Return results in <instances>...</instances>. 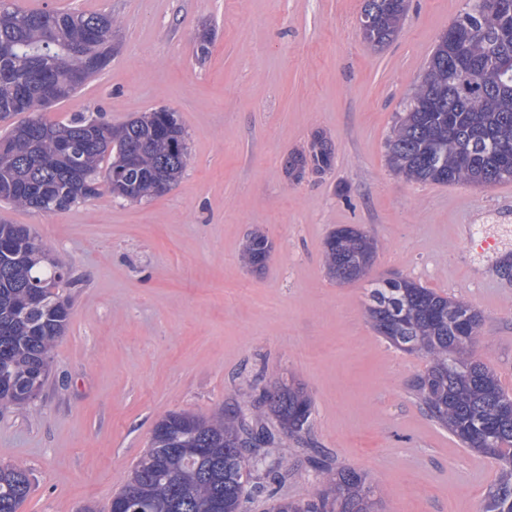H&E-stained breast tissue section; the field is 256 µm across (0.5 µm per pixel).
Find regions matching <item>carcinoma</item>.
I'll list each match as a JSON object with an SVG mask.
<instances>
[{"instance_id":"1","label":"carcinoma","mask_w":512,"mask_h":512,"mask_svg":"<svg viewBox=\"0 0 512 512\" xmlns=\"http://www.w3.org/2000/svg\"><path fill=\"white\" fill-rule=\"evenodd\" d=\"M375 12L366 41L393 40L408 0H363ZM459 36L443 33L413 95L399 113L386 149L391 168L409 182L492 186L512 181V0H466L451 22ZM117 21L106 13L22 10L0 0V118H25L0 135V202L38 212L64 211L99 193L135 201L166 192L188 163L185 132L169 109L145 112L119 126L83 115L64 123L42 119L44 100L73 96L101 72L112 54L109 34ZM334 161L323 134L288 154L285 173L293 182L306 173L324 175ZM272 244L260 232L242 253L250 268L265 267ZM376 254L364 231L344 227L325 241L323 259L340 282L364 278ZM43 245L15 224H0V404L25 406L35 380H45L50 352L70 319L59 289L71 285L43 258ZM366 315L396 347L415 353L426 370L413 384L425 411L464 447L502 464L484 512H512V396L495 372L473 359L481 313L469 302L442 297L405 280V287L371 281ZM238 405L260 426L263 462L288 468L262 421L271 412L291 437L312 412L304 391L286 383L256 404L245 391ZM482 425L494 438L486 448L462 432ZM245 429L236 414L202 419L171 412L155 427L148 451L124 489L134 512H241L244 462L235 448ZM30 491L26 469L0 467V512H18ZM375 489L364 472L327 468L312 498L279 501L274 512H376Z\"/></svg>"}]
</instances>
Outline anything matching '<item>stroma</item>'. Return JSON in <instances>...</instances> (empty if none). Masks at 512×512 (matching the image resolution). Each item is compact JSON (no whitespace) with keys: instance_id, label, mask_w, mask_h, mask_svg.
<instances>
[{"instance_id":"35a3bbf8","label":"stroma","mask_w":512,"mask_h":512,"mask_svg":"<svg viewBox=\"0 0 512 512\" xmlns=\"http://www.w3.org/2000/svg\"><path fill=\"white\" fill-rule=\"evenodd\" d=\"M25 9L109 13L112 60L45 112L119 125L175 111L189 164L165 193H109L41 213L0 205L67 271L71 305L45 383L17 409L0 405V466H24L19 512H111L113 496L173 411L207 418L278 383L300 384L313 413L299 436L264 425L287 475L251 473L243 512L306 500L319 471L365 472L380 512H482L498 461L464 448L421 409L411 384L426 363L379 335L365 315L369 281L397 274L483 316L476 345L512 393V181L414 183L389 167L386 141L440 35L465 0H409L397 37L367 44L363 0H13ZM214 33L197 61L200 27ZM330 172L289 182L288 153L315 132ZM360 228L377 244L367 278L336 283L327 236ZM272 252L243 266L254 231ZM494 249L466 247L470 234ZM264 492H255L256 482Z\"/></svg>"}]
</instances>
